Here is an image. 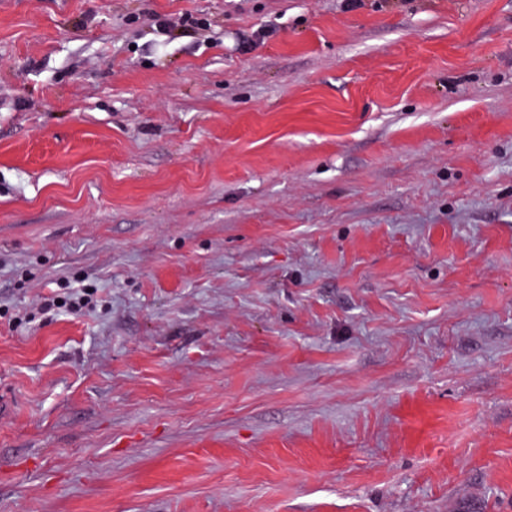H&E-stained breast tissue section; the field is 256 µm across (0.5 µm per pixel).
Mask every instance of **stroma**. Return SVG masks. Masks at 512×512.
Returning a JSON list of instances; mask_svg holds the SVG:
<instances>
[{
    "label": "stroma",
    "mask_w": 512,
    "mask_h": 512,
    "mask_svg": "<svg viewBox=\"0 0 512 512\" xmlns=\"http://www.w3.org/2000/svg\"><path fill=\"white\" fill-rule=\"evenodd\" d=\"M1 398L0 512H512V0H0ZM97 294L96 289L83 288L79 292H64L62 295H54L46 299V306H56L57 308H67L71 311H82L94 305V298Z\"/></svg>",
    "instance_id": "stroma-1"
}]
</instances>
